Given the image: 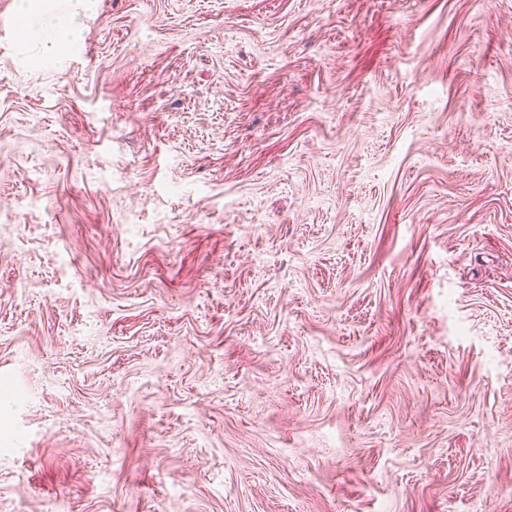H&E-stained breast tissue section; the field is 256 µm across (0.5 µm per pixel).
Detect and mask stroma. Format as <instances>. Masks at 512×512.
<instances>
[{"label":"stroma","instance_id":"obj_1","mask_svg":"<svg viewBox=\"0 0 512 512\" xmlns=\"http://www.w3.org/2000/svg\"><path fill=\"white\" fill-rule=\"evenodd\" d=\"M0 0V512H512V0ZM25 7L22 3V25L28 34H35L41 39L43 56L47 60L56 57L57 47L61 44H75L81 39L82 17L94 6L92 0H67V7L54 17V22L46 23L44 10L34 9L31 1Z\"/></svg>","mask_w":512,"mask_h":512}]
</instances>
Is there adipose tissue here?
<instances>
[{
  "instance_id": "obj_1",
  "label": "adipose tissue",
  "mask_w": 512,
  "mask_h": 512,
  "mask_svg": "<svg viewBox=\"0 0 512 512\" xmlns=\"http://www.w3.org/2000/svg\"><path fill=\"white\" fill-rule=\"evenodd\" d=\"M93 0H67V7L46 22L43 10L25 7L22 10L23 25L28 33L37 35L42 44L43 56L51 60L62 44L77 43L83 31L82 18L92 10Z\"/></svg>"
}]
</instances>
